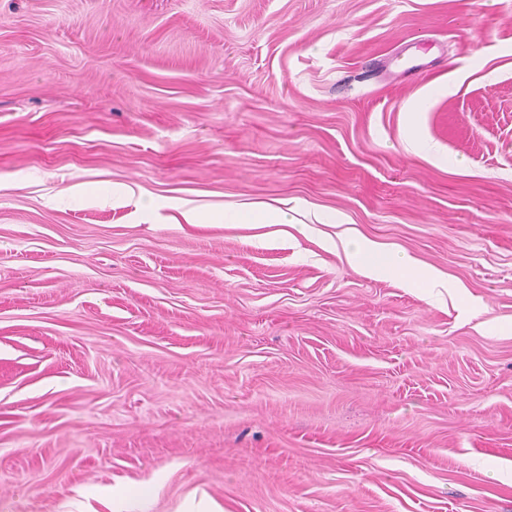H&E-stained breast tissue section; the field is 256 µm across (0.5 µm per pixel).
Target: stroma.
<instances>
[{
    "instance_id": "obj_1",
    "label": "stroma",
    "mask_w": 512,
    "mask_h": 512,
    "mask_svg": "<svg viewBox=\"0 0 512 512\" xmlns=\"http://www.w3.org/2000/svg\"><path fill=\"white\" fill-rule=\"evenodd\" d=\"M0 178V512H512V0H0ZM224 222L228 224H288L291 217L281 208H251L228 211L224 209ZM345 255L349 261L366 266L373 275L395 276L406 287L414 286L420 281L440 282L435 273L420 268L409 257L401 255L390 260L366 243L354 244L353 249Z\"/></svg>"
}]
</instances>
